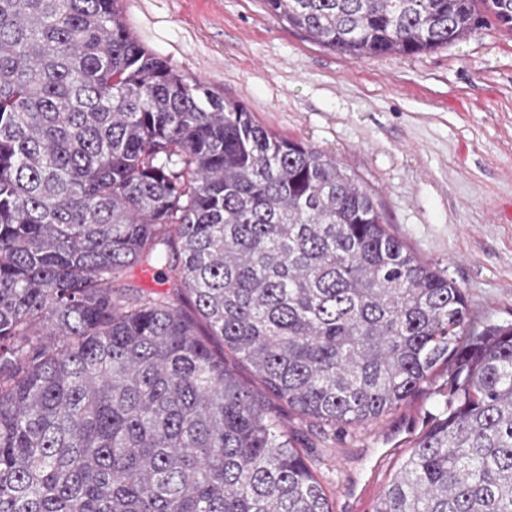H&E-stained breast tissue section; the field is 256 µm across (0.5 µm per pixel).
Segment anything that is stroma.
<instances>
[{"instance_id":"stroma-1","label":"stroma","mask_w":512,"mask_h":512,"mask_svg":"<svg viewBox=\"0 0 512 512\" xmlns=\"http://www.w3.org/2000/svg\"><path fill=\"white\" fill-rule=\"evenodd\" d=\"M148 50L242 102L279 135L343 163L411 250L446 269L476 326L512 323V32L487 22L415 55L354 60L270 15L264 0H119ZM227 369L271 412L333 512H373L450 396L447 368L390 414L333 429Z\"/></svg>"}]
</instances>
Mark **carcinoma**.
I'll return each mask as SVG.
<instances>
[{
  "instance_id": "cac0c4a2",
  "label": "carcinoma",
  "mask_w": 512,
  "mask_h": 512,
  "mask_svg": "<svg viewBox=\"0 0 512 512\" xmlns=\"http://www.w3.org/2000/svg\"><path fill=\"white\" fill-rule=\"evenodd\" d=\"M352 58L512 31V0H264ZM118 0H0V512H332L207 337L334 427L453 362L374 512H512V323L358 177L146 50ZM170 267L175 295L114 283Z\"/></svg>"
}]
</instances>
